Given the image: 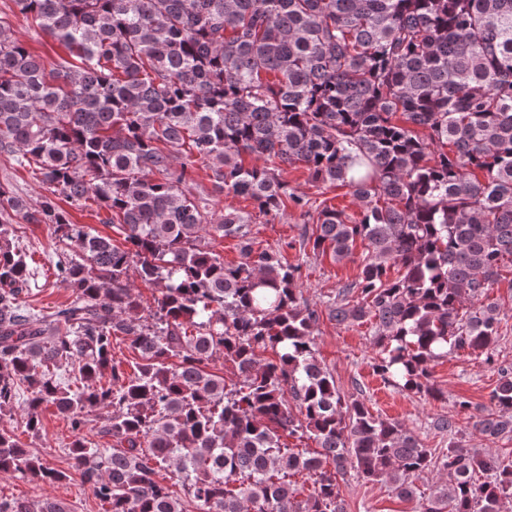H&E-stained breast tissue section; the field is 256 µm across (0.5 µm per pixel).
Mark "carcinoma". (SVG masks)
<instances>
[{"instance_id": "obj_1", "label": "carcinoma", "mask_w": 512, "mask_h": 512, "mask_svg": "<svg viewBox=\"0 0 512 512\" xmlns=\"http://www.w3.org/2000/svg\"><path fill=\"white\" fill-rule=\"evenodd\" d=\"M12 2L70 58L46 69L0 15V156L46 191L31 207L0 183V420L22 393L24 432L63 415L73 467L107 512H187L162 470L197 512H345L349 471L399 498L436 471L420 512H505L512 459L465 447L446 416L436 458L400 421L340 396L299 267L256 246L251 225L289 198L315 225L301 244L336 261L365 244L326 310L340 325L374 320L385 384L440 400L435 363L463 349L493 363L502 317L489 292L512 258V0ZM197 164L256 213L217 214L188 185ZM296 164L349 188L360 218L288 192ZM61 200L95 208L124 244L72 223ZM21 223L49 227L53 274L73 295L48 315L26 300ZM217 237L238 242V262ZM133 274L159 293L155 308ZM116 336L140 357L130 372ZM267 351L276 360L261 362ZM216 359L237 382L206 371ZM98 411L106 444L86 436ZM470 418L492 440L512 436L511 371ZM0 473L71 479L4 426ZM296 475L311 483L303 499ZM0 512L68 509L0 498Z\"/></svg>"}]
</instances>
